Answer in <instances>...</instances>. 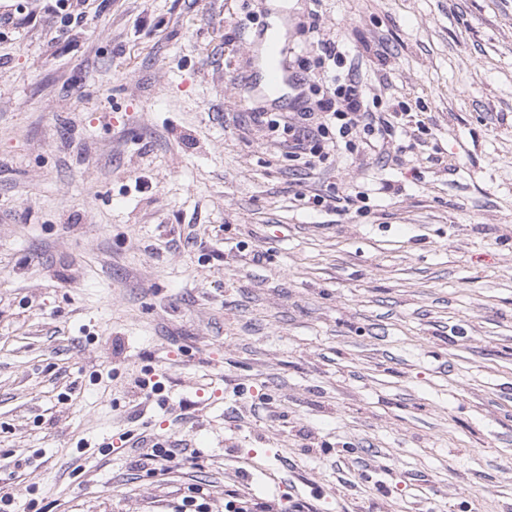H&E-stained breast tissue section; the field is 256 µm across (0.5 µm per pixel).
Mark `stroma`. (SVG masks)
Here are the masks:
<instances>
[{
	"mask_svg": "<svg viewBox=\"0 0 512 512\" xmlns=\"http://www.w3.org/2000/svg\"><path fill=\"white\" fill-rule=\"evenodd\" d=\"M51 4L0 0L8 512H512V0ZM314 21L409 111L310 169L257 116ZM266 53L270 61L265 70L266 81L273 89L282 87L287 82V76L280 66V60L283 54L281 43L271 36L265 38Z\"/></svg>",
	"mask_w": 512,
	"mask_h": 512,
	"instance_id": "stroma-1",
	"label": "stroma"
}]
</instances>
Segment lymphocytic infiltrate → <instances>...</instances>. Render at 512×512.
Segmentation results:
<instances>
[{
	"instance_id": "obj_1",
	"label": "lymphocytic infiltrate",
	"mask_w": 512,
	"mask_h": 512,
	"mask_svg": "<svg viewBox=\"0 0 512 512\" xmlns=\"http://www.w3.org/2000/svg\"><path fill=\"white\" fill-rule=\"evenodd\" d=\"M314 42L317 65L323 68L331 64L335 67L330 76L333 95L320 105L321 121L313 127H297L272 119L268 122L269 130L279 134L293 156L307 155L321 162L341 145L352 151L360 142L375 146L391 140L395 125L370 110L368 93L359 81L355 68L345 65L348 49L339 41L321 35L316 36Z\"/></svg>"
}]
</instances>
